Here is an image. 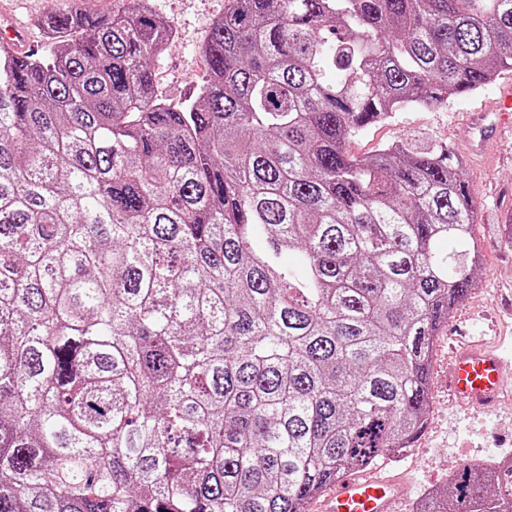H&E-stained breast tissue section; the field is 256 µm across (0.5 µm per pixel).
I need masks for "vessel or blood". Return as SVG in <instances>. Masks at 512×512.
<instances>
[{
    "mask_svg": "<svg viewBox=\"0 0 512 512\" xmlns=\"http://www.w3.org/2000/svg\"><path fill=\"white\" fill-rule=\"evenodd\" d=\"M512 114V94L501 96L496 114L481 113L475 119L479 140L497 135L502 121ZM449 380L458 404L486 413L497 409L506 381L500 358L478 343L454 349ZM395 476H348L336 482L324 501V512H399Z\"/></svg>",
    "mask_w": 512,
    "mask_h": 512,
    "instance_id": "1",
    "label": "vessel or blood"
}]
</instances>
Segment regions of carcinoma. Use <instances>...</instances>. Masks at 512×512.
<instances>
[{
	"label": "carcinoma",
	"mask_w": 512,
	"mask_h": 512,
	"mask_svg": "<svg viewBox=\"0 0 512 512\" xmlns=\"http://www.w3.org/2000/svg\"><path fill=\"white\" fill-rule=\"evenodd\" d=\"M0 44V512H306L424 430L477 286L464 161L349 140L512 72V0H150ZM419 512H512V458ZM151 7L177 31L168 51L154 63L158 91L167 98L183 100L206 74L207 64L198 46L224 14V0H151Z\"/></svg>",
	"instance_id": "carcinoma-1"
}]
</instances>
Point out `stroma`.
I'll use <instances>...</instances> for the list:
<instances>
[{
    "label": "stroma",
    "mask_w": 512,
    "mask_h": 512,
    "mask_svg": "<svg viewBox=\"0 0 512 512\" xmlns=\"http://www.w3.org/2000/svg\"><path fill=\"white\" fill-rule=\"evenodd\" d=\"M76 6L105 15L121 10L122 0H0V10L21 21L28 38L42 51L47 43L38 17ZM151 7L177 31L175 41L154 64L158 91L173 100L184 99L207 71L198 47L213 22L223 15L224 0H151ZM509 91L512 73L500 76L488 90L449 97L439 108L398 113L391 121L367 128L348 144L350 154L362 158L378 145L405 135L428 143H448L465 158V177L484 253L476 292L451 315L436 338L430 376L432 412L425 430L411 448L387 460V469L403 477L399 485L402 512H413L420 493L444 485L449 471L463 462L512 453L511 392L503 395L490 415L461 410L448 393V348L464 334L485 337L512 378V244L502 232L503 224L512 220V127L489 142L482 155L467 153V145L475 137L474 113L490 108Z\"/></svg>",
    "instance_id": "1"
}]
</instances>
